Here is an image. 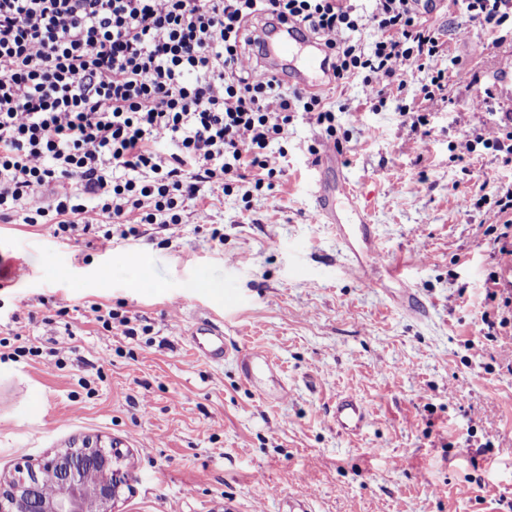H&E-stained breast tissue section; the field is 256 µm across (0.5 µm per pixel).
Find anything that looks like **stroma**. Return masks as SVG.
Wrapping results in <instances>:
<instances>
[{"label": "stroma", "mask_w": 512, "mask_h": 512, "mask_svg": "<svg viewBox=\"0 0 512 512\" xmlns=\"http://www.w3.org/2000/svg\"><path fill=\"white\" fill-rule=\"evenodd\" d=\"M428 23L445 41V99L423 100L430 74L416 69L376 112L360 79L323 92L380 255L403 264L427 317L361 288L331 225L313 223L308 147L322 133L302 118L273 189L190 202L172 235L105 249L0 217V474L89 440L129 474L112 512H284L288 496L314 512H512V338L481 321L489 273L512 293V261L490 256L487 209L461 205L479 179L495 195L512 166L451 149L460 128L512 113V39L472 26L461 0ZM403 105L429 112V136ZM203 318L276 361L288 401L260 400L233 362L198 360L184 334ZM348 394L372 409L354 437L329 420Z\"/></svg>", "instance_id": "stroma-1"}]
</instances>
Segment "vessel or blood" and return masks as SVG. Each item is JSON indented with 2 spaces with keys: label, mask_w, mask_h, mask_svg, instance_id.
I'll return each mask as SVG.
<instances>
[{
  "label": "vessel or blood",
  "mask_w": 512,
  "mask_h": 512,
  "mask_svg": "<svg viewBox=\"0 0 512 512\" xmlns=\"http://www.w3.org/2000/svg\"><path fill=\"white\" fill-rule=\"evenodd\" d=\"M251 40L258 49L261 64L283 84L312 93L325 88L330 76L325 48L302 26L281 23L271 26L258 22L251 30ZM311 193L315 223L335 227L337 242L350 268L356 271L361 286L366 289L379 287V272L387 270L390 280L396 284L393 301L409 315H423L425 308L405 276L403 265L387 266L380 258L369 212L361 205L349 179H342L337 185L322 178L313 180ZM188 339L195 353L211 363L233 361L242 381L264 400L280 402L288 398L286 384H279L273 393L262 385L261 374L274 376L279 372L276 362L263 351L233 345L225 339L220 326L207 321L193 328ZM370 420L371 410L364 401L352 395L337 398L332 409V421L338 432L361 434L369 426Z\"/></svg>",
  "instance_id": "vessel-or-blood-1"
}]
</instances>
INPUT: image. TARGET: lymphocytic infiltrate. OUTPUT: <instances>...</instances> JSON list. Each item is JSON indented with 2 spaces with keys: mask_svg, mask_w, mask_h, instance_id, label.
Returning a JSON list of instances; mask_svg holds the SVG:
<instances>
[{
  "mask_svg": "<svg viewBox=\"0 0 512 512\" xmlns=\"http://www.w3.org/2000/svg\"><path fill=\"white\" fill-rule=\"evenodd\" d=\"M477 27L512 32V0H464ZM296 21L323 40L336 81L361 77L369 102L408 70L441 95L438 31L413 0H0V215L54 237H138L169 230L189 201L252 192L280 172L288 128L305 113L336 140L322 94L259 75L246 48L259 18ZM373 30L369 45L359 35ZM484 147L512 164V116L465 129L460 154ZM492 202L495 255L512 256V184Z\"/></svg>",
  "mask_w": 512,
  "mask_h": 512,
  "instance_id": "lymphocytic-infiltrate-1",
  "label": "lymphocytic infiltrate"
}]
</instances>
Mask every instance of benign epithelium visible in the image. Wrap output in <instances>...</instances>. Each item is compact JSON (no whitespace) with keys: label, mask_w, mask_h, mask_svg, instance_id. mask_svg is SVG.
<instances>
[{"label":"benign epithelium","mask_w":512,"mask_h":512,"mask_svg":"<svg viewBox=\"0 0 512 512\" xmlns=\"http://www.w3.org/2000/svg\"><path fill=\"white\" fill-rule=\"evenodd\" d=\"M127 481L112 451L93 443L63 448L0 479V512H112Z\"/></svg>","instance_id":"benign-epithelium-1"}]
</instances>
